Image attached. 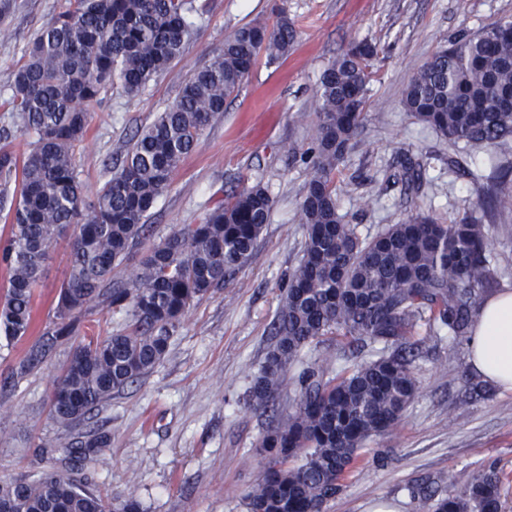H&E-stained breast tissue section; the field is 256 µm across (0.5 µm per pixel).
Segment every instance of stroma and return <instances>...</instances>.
I'll list each match as a JSON object with an SVG mask.
<instances>
[{
  "label": "stroma",
  "mask_w": 512,
  "mask_h": 512,
  "mask_svg": "<svg viewBox=\"0 0 512 512\" xmlns=\"http://www.w3.org/2000/svg\"><path fill=\"white\" fill-rule=\"evenodd\" d=\"M72 0H15L9 36H0V126L9 124V86L33 33ZM196 31L182 56L137 93L109 90L91 108L77 146L87 195L112 175L137 130L172 104L186 79L224 46L226 33L286 11L296 37L278 63H258L181 164L159 197L146 239L113 275L131 280L140 257L219 202L261 184L274 201L249 263L222 290L192 307L165 357L142 379L114 393L70 429L49 413L54 382L71 344L48 347L34 370L18 367L51 322L69 257L61 240L34 296L35 333L0 346V480L51 470L82 436L103 432L91 470L101 493L139 501L144 512H246L245 496L262 475L260 446L270 422L251 410L247 391L273 342L272 324L289 275L303 253L299 206L310 179L301 155L313 144L315 90L329 60L369 39L382 54L374 68L363 131L336 177L340 214L369 239L415 215L448 224L482 214L489 177L512 192V140L473 150L452 145L405 111L403 91L442 46L502 20L512 0H194ZM429 158L427 181L407 182L408 163ZM419 391L399 426L368 441L327 512H433L416 499L462 490L485 465L503 478L512 512V391L472 397L468 343L431 338L418 327Z\"/></svg>",
  "instance_id": "obj_1"
}]
</instances>
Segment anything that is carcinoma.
<instances>
[{
	"mask_svg": "<svg viewBox=\"0 0 512 512\" xmlns=\"http://www.w3.org/2000/svg\"><path fill=\"white\" fill-rule=\"evenodd\" d=\"M193 12V0H75L30 38L14 71L11 124L0 127V212L11 224L0 242V267L9 275L0 337L28 335L33 291L70 234L68 272L52 327L43 332L47 343L73 342L50 398V415L62 427L83 423L113 392L154 368L190 308L249 262L270 217L273 199L258 183L153 245L134 280H112L226 100L260 59L277 63L296 37L284 12L272 23L256 20L226 34L222 52L134 136L120 166L89 198L75 148L90 108L114 87L133 94L167 70L193 35ZM379 54L371 41L354 43L320 74L316 146L299 209L304 254L285 284L274 343L248 406L267 410L287 369L322 336L336 334L368 358L350 365L344 350L317 356L290 378L292 411L269 423L261 438L269 461L246 495L247 512H324L358 451L396 427L417 393L416 327L426 323L453 341L468 336L478 298L497 284L484 220L512 214V194L494 182L483 198V220L443 224L416 215L362 240L339 213L336 174L360 134ZM509 95L512 20H504L436 51L404 89L403 105L452 144L481 149L512 138ZM19 134L29 138L21 152L13 145ZM13 176L18 185L11 189ZM94 299L124 313L125 327L108 336L83 330L84 308ZM105 446L107 438L90 435L51 471L0 483V508L142 512L133 498L115 506L98 491L87 462ZM501 484L496 467L485 468L464 490L437 500L434 512H501Z\"/></svg>",
	"mask_w": 512,
	"mask_h": 512,
	"instance_id": "cac0c4a2",
	"label": "carcinoma"
}]
</instances>
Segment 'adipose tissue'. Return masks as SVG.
I'll list each match as a JSON object with an SVG mask.
<instances>
[{
    "mask_svg": "<svg viewBox=\"0 0 512 512\" xmlns=\"http://www.w3.org/2000/svg\"><path fill=\"white\" fill-rule=\"evenodd\" d=\"M468 347L473 368L485 380L512 390V290L481 304Z\"/></svg>",
    "mask_w": 512,
    "mask_h": 512,
    "instance_id": "adipose-tissue-1",
    "label": "adipose tissue"
}]
</instances>
